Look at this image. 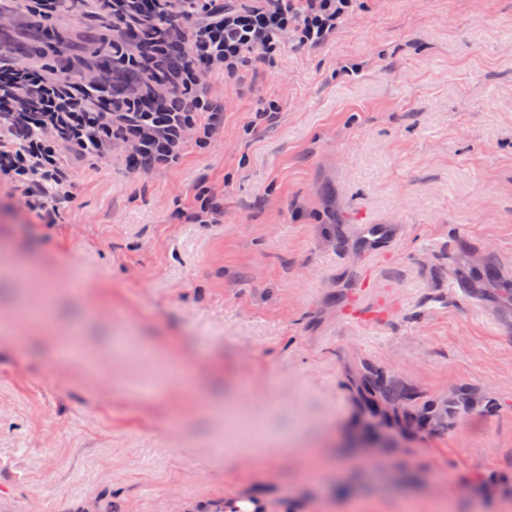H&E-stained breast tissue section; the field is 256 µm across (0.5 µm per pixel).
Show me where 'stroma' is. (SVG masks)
<instances>
[{"label":"stroma","instance_id":"stroma-1","mask_svg":"<svg viewBox=\"0 0 512 512\" xmlns=\"http://www.w3.org/2000/svg\"><path fill=\"white\" fill-rule=\"evenodd\" d=\"M23 46L109 53L65 14ZM72 174L54 224L0 183V512H512V0H363L176 167ZM363 360L407 408L492 403L374 431ZM282 441L265 471L239 455Z\"/></svg>","mask_w":512,"mask_h":512}]
</instances>
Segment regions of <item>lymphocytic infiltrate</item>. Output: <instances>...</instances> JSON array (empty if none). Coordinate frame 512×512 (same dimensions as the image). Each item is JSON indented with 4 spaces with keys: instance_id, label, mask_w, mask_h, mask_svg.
<instances>
[{
    "instance_id": "f902f5d3",
    "label": "lymphocytic infiltrate",
    "mask_w": 512,
    "mask_h": 512,
    "mask_svg": "<svg viewBox=\"0 0 512 512\" xmlns=\"http://www.w3.org/2000/svg\"><path fill=\"white\" fill-rule=\"evenodd\" d=\"M47 23L66 13L110 20L112 38L139 64L140 85L112 89L111 70L20 62L0 50V182L45 223L73 195L69 159L120 154L136 171L179 164L188 143L218 134L215 80L240 85L250 66L285 46L328 42L359 0H16Z\"/></svg>"
}]
</instances>
